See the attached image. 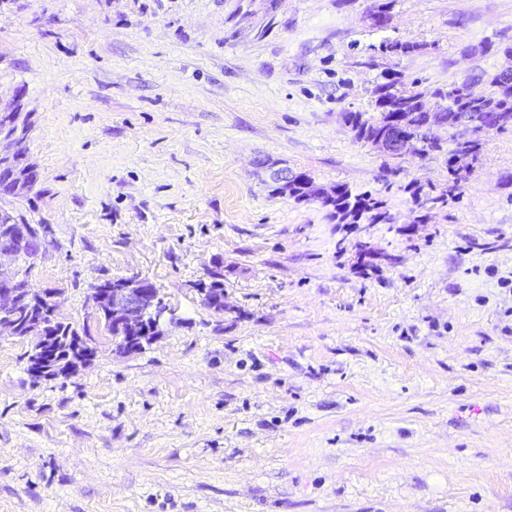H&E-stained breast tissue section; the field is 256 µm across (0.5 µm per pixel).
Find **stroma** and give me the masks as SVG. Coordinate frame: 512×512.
Wrapping results in <instances>:
<instances>
[{"instance_id":"1","label":"stroma","mask_w":512,"mask_h":512,"mask_svg":"<svg viewBox=\"0 0 512 512\" xmlns=\"http://www.w3.org/2000/svg\"><path fill=\"white\" fill-rule=\"evenodd\" d=\"M397 40L418 52L378 53ZM488 41L512 44V0H0V97L23 92L39 171L0 210L49 225L28 283L98 347L38 380L0 335V512H512V132L417 224L405 187L444 189L445 155L343 120L387 70L485 94L512 69ZM274 169L393 221H330ZM216 257L221 315L197 292ZM133 274L179 321L116 358L88 295Z\"/></svg>"}]
</instances>
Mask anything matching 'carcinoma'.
Segmentation results:
<instances>
[{
    "label": "carcinoma",
    "mask_w": 512,
    "mask_h": 512,
    "mask_svg": "<svg viewBox=\"0 0 512 512\" xmlns=\"http://www.w3.org/2000/svg\"><path fill=\"white\" fill-rule=\"evenodd\" d=\"M387 54L407 56L419 50V45L411 42L392 41L380 45ZM488 84V95L473 97L466 83L453 81L438 87L433 93L436 110L441 120L436 121L430 115L422 93L408 86L402 79L385 72L381 81L373 88L375 107L378 116L368 117L363 112H347L345 125L353 139L364 145H372L382 138H401L406 142L412 155L439 152L448 156V188L433 195L413 182L407 185L413 205L416 207V223H422L427 217L429 206H441L458 199L469 178L460 174L454 165L455 155L466 147L473 152V158H479L486 143L485 136L477 135L464 141L459 132L463 115L467 114L481 122L487 115H495L499 120L497 131L512 127V72L499 71L482 73ZM275 191L287 195L298 202H317L327 211L331 219L338 224H388L391 216L384 202L369 193H354L347 185H338L332 191L320 195L314 180L306 173L294 175L292 180L275 187ZM55 302H50L33 312L23 308L16 315L20 335L31 336L30 355L38 350H48L61 360L83 357L94 360L98 353L95 340L87 331H78L70 323L57 320Z\"/></svg>",
    "instance_id": "1"
}]
</instances>
